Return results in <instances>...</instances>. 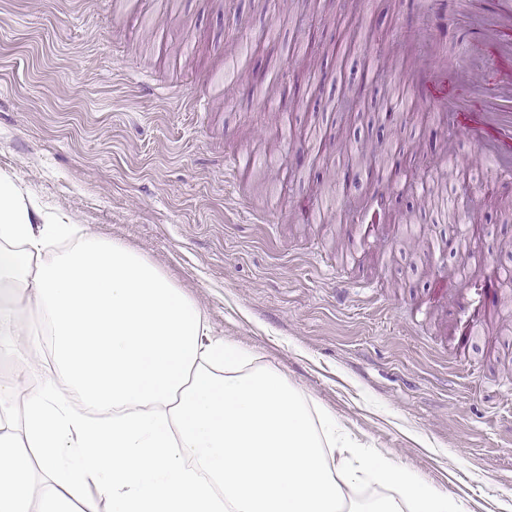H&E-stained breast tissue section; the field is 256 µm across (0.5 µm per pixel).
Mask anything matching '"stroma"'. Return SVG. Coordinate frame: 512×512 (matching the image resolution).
<instances>
[{
	"label": "stroma",
	"instance_id": "35a3bbf8",
	"mask_svg": "<svg viewBox=\"0 0 512 512\" xmlns=\"http://www.w3.org/2000/svg\"><path fill=\"white\" fill-rule=\"evenodd\" d=\"M358 2L295 0L278 15L269 0H0V172L64 223L146 257L201 307L213 339L278 368L361 442L472 512H495L512 495V335L478 329L472 367L452 373L456 296L414 315L433 291L416 261L427 239L481 227V260L512 267V220L489 221L495 192L449 226L416 207L421 183L471 160V144L444 141L424 112L394 122L409 197L392 217L398 237L368 240L336 216L349 197L336 172L340 147L374 143L381 127L323 112L322 154L288 148L315 103L338 97L418 12L413 0ZM315 10L339 17L317 38L351 40L344 64L320 57L317 97L287 83L251 98L268 59L301 72L295 21ZM243 47L242 78L225 84L224 60ZM238 149L250 167L225 172ZM266 155L262 181L253 163Z\"/></svg>",
	"mask_w": 512,
	"mask_h": 512
}]
</instances>
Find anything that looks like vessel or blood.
Wrapping results in <instances>:
<instances>
[{
	"instance_id": "vessel-or-blood-1",
	"label": "vessel or blood",
	"mask_w": 512,
	"mask_h": 512,
	"mask_svg": "<svg viewBox=\"0 0 512 512\" xmlns=\"http://www.w3.org/2000/svg\"><path fill=\"white\" fill-rule=\"evenodd\" d=\"M427 20L403 29L406 43L424 59L396 77L403 106H423L437 113L448 135L465 132L477 159L493 170L495 193L512 195V0H494L485 11L481 0H423ZM464 19L480 35L468 66L443 57L441 33L449 20ZM481 318L479 303L467 297L459 318L451 368L469 364L468 346Z\"/></svg>"
}]
</instances>
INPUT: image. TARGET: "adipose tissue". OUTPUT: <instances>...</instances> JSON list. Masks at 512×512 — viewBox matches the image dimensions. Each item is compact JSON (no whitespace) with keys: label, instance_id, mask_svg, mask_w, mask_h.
Wrapping results in <instances>:
<instances>
[{"label":"adipose tissue","instance_id":"obj_1","mask_svg":"<svg viewBox=\"0 0 512 512\" xmlns=\"http://www.w3.org/2000/svg\"><path fill=\"white\" fill-rule=\"evenodd\" d=\"M0 174V512H467ZM70 239L52 251L53 235Z\"/></svg>","mask_w":512,"mask_h":512}]
</instances>
